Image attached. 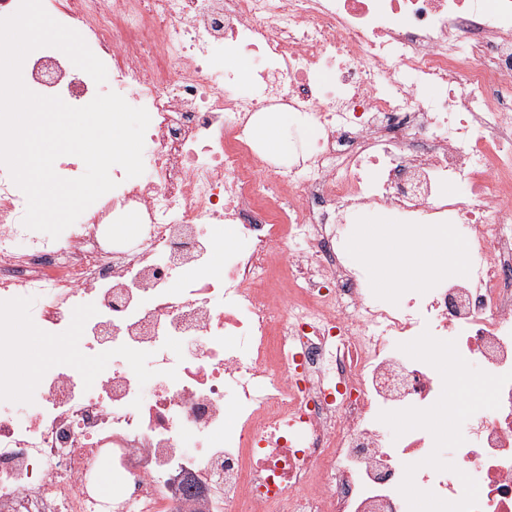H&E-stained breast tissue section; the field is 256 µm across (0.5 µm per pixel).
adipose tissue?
<instances>
[{
  "instance_id": "obj_1",
  "label": "adipose tissue",
  "mask_w": 512,
  "mask_h": 512,
  "mask_svg": "<svg viewBox=\"0 0 512 512\" xmlns=\"http://www.w3.org/2000/svg\"><path fill=\"white\" fill-rule=\"evenodd\" d=\"M401 237V232L388 224L371 226L362 236V251L377 257L378 281L381 285L417 288L426 274L447 269L448 255L434 250L430 232H418L417 247L412 251L403 250Z\"/></svg>"
}]
</instances>
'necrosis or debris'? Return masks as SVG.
Returning <instances> with one entry per match:
<instances>
[{"mask_svg": "<svg viewBox=\"0 0 512 512\" xmlns=\"http://www.w3.org/2000/svg\"><path fill=\"white\" fill-rule=\"evenodd\" d=\"M42 2L107 81L43 47L28 88L152 121L144 177L56 239L0 165V512H512V0ZM368 209L465 260L375 295L343 262ZM22 298L53 336L94 308L111 367L59 352L20 394Z\"/></svg>", "mask_w": 512, "mask_h": 512, "instance_id": "obj_1", "label": "necrosis or debris"}]
</instances>
